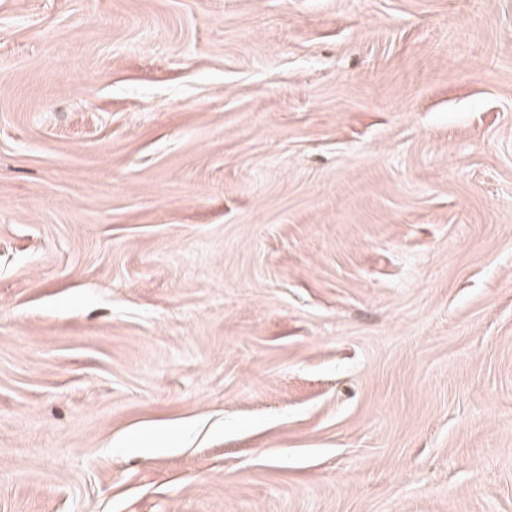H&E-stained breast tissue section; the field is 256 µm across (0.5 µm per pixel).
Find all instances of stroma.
I'll return each mask as SVG.
<instances>
[{"instance_id":"1","label":"stroma","mask_w":512,"mask_h":512,"mask_svg":"<svg viewBox=\"0 0 512 512\" xmlns=\"http://www.w3.org/2000/svg\"><path fill=\"white\" fill-rule=\"evenodd\" d=\"M0 512H512V0H0Z\"/></svg>"}]
</instances>
